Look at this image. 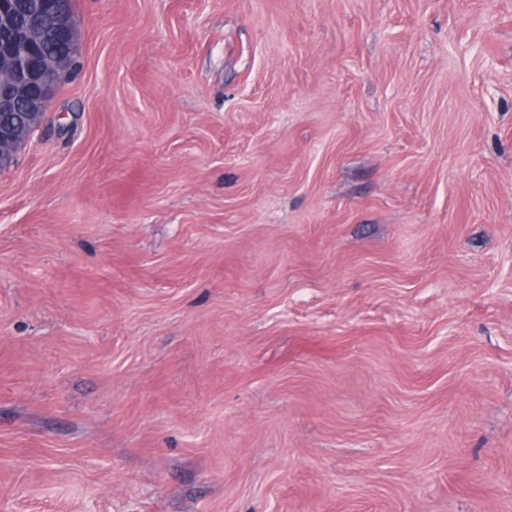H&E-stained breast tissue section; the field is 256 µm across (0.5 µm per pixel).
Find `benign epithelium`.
Listing matches in <instances>:
<instances>
[{"instance_id":"1","label":"benign epithelium","mask_w":512,"mask_h":512,"mask_svg":"<svg viewBox=\"0 0 512 512\" xmlns=\"http://www.w3.org/2000/svg\"><path fill=\"white\" fill-rule=\"evenodd\" d=\"M15 0H0V168L10 165L40 124L57 80L77 48L69 0H34L26 26Z\"/></svg>"}]
</instances>
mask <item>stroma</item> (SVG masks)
Listing matches in <instances>:
<instances>
[{
	"mask_svg": "<svg viewBox=\"0 0 512 512\" xmlns=\"http://www.w3.org/2000/svg\"><path fill=\"white\" fill-rule=\"evenodd\" d=\"M71 3L0 512H512V0Z\"/></svg>",
	"mask_w": 512,
	"mask_h": 512,
	"instance_id": "35a3bbf8",
	"label": "stroma"
}]
</instances>
